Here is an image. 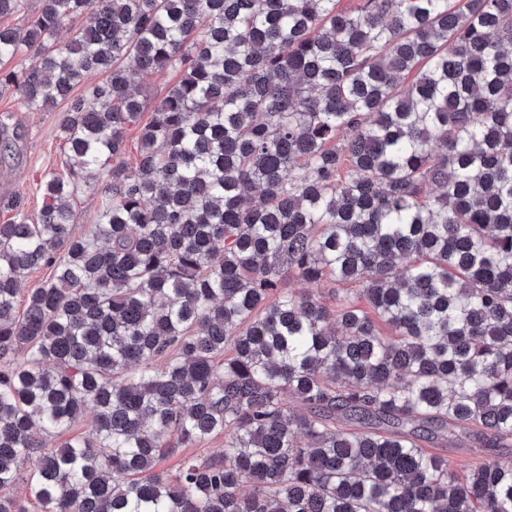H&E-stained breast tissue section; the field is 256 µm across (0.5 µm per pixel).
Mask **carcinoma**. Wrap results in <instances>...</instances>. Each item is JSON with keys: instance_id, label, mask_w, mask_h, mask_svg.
Returning <instances> with one entry per match:
<instances>
[{"instance_id": "carcinoma-1", "label": "carcinoma", "mask_w": 512, "mask_h": 512, "mask_svg": "<svg viewBox=\"0 0 512 512\" xmlns=\"http://www.w3.org/2000/svg\"><path fill=\"white\" fill-rule=\"evenodd\" d=\"M0 89L70 160L0 224V512L27 464L39 512H512V453L421 445L512 441V0H41ZM177 79L175 72H167L161 75L154 76L153 78L139 79L135 81L141 86L142 95L145 100V109L142 116L144 123L149 122L154 116V109L162 96L166 87L174 83ZM99 204V195L89 189L79 193L71 200L74 213L73 228L76 235L84 236L90 233L96 222ZM91 412L88 411L84 418L72 426L70 431L60 436L48 437L46 444L48 448H59L67 439L78 437L82 439L92 438ZM223 452L224 434H213L187 448H177L175 452L163 458L158 469L175 475L186 457H192L199 462H208L217 459ZM425 448L435 454L448 458V463L459 475H463L478 463L482 462L489 451L474 443H461L447 447L438 443H427Z\"/></svg>"}]
</instances>
